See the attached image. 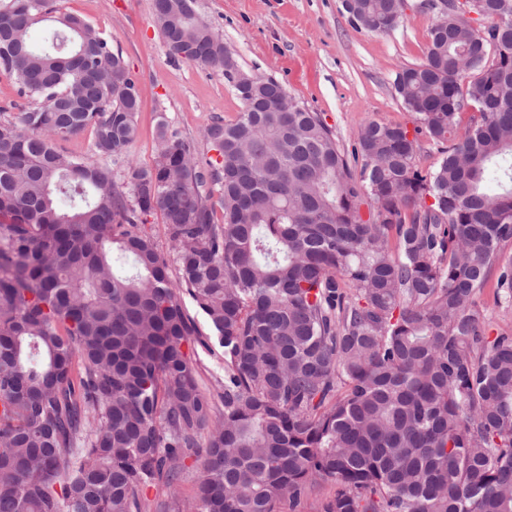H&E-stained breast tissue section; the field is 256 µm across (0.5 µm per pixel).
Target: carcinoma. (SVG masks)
Here are the masks:
<instances>
[{"mask_svg": "<svg viewBox=\"0 0 512 512\" xmlns=\"http://www.w3.org/2000/svg\"><path fill=\"white\" fill-rule=\"evenodd\" d=\"M448 2L394 79L414 132L368 121L348 151L292 96L265 111L287 90L242 88L195 0H154L172 58L223 71L242 109L205 127L204 167L159 113L152 164L124 182L103 164L137 135L122 53L74 14L36 41L51 0H0V75L27 100L0 118V512H148L187 458L195 512H297L321 483L315 512H512V336L478 304L494 275L512 307V187L485 185L512 184V0ZM404 7L345 11L387 33ZM87 129L89 153L56 145ZM185 294L223 349L218 403Z\"/></svg>", "mask_w": 512, "mask_h": 512, "instance_id": "cac0c4a2", "label": "carcinoma"}]
</instances>
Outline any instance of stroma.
Here are the masks:
<instances>
[{"label": "stroma", "instance_id": "1", "mask_svg": "<svg viewBox=\"0 0 512 512\" xmlns=\"http://www.w3.org/2000/svg\"><path fill=\"white\" fill-rule=\"evenodd\" d=\"M429 0H406L401 23L387 33L357 29L341 0H196V9L223 35L240 67L271 76L311 111L321 113L344 147L370 120L413 125L395 91L400 69L421 63L435 18ZM62 13L84 17L111 36L136 74L141 94L138 135L128 165H151L158 113L192 140L200 158L212 151L201 132L233 120L241 102L222 72L168 55L155 25L153 0H55Z\"/></svg>", "mask_w": 512, "mask_h": 512}]
</instances>
